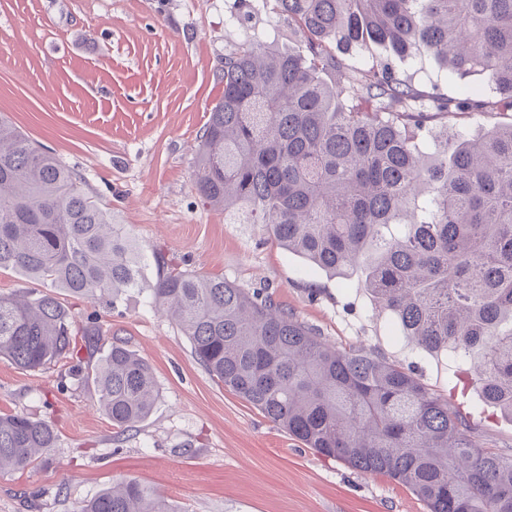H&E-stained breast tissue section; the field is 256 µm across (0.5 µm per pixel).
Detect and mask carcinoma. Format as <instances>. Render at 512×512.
I'll return each mask as SVG.
<instances>
[{"label":"carcinoma","instance_id":"cac0c4a2","mask_svg":"<svg viewBox=\"0 0 512 512\" xmlns=\"http://www.w3.org/2000/svg\"><path fill=\"white\" fill-rule=\"evenodd\" d=\"M304 49L246 42L224 52V95L199 136L197 191L233 221L262 224L278 246L348 276L418 354L475 366L484 406L512 418V122L436 137L448 113L512 112V0H275ZM373 42L423 51L490 97L430 95L387 68L354 74L335 50ZM152 304L168 313L212 378L306 447L386 476L428 512H512V455L414 373L373 352L339 349L261 290L201 276L153 252ZM144 249L80 175L0 116V270L46 291L0 295V357L23 370L94 353L97 318L66 302L114 305L142 287ZM100 410L123 433L151 414L150 363L114 342L94 367ZM55 428L0 415V473L34 467ZM80 512H177L123 479Z\"/></svg>","mask_w":512,"mask_h":512}]
</instances>
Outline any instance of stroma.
<instances>
[{
  "instance_id": "35a3bbf8",
  "label": "stroma",
  "mask_w": 512,
  "mask_h": 512,
  "mask_svg": "<svg viewBox=\"0 0 512 512\" xmlns=\"http://www.w3.org/2000/svg\"><path fill=\"white\" fill-rule=\"evenodd\" d=\"M234 0H0V113L85 180L146 251L246 289L265 288L337 348L411 367L448 398L478 443L512 454V419L487 411L456 364L412 352L353 277L311 269L268 240L263 225L229 224L201 200L196 146L224 92V51L244 41L302 43L263 0L239 24ZM349 69L390 67L448 97L461 82L425 55L401 59L370 44ZM143 287L106 306L71 300L78 321L99 315L101 349L120 339L152 365L159 398L116 434L93 386L56 367L24 371L0 359V413L51 422L59 441L43 463L0 475V512H78L124 478L164 493L178 512H428L408 489L306 448L217 384L184 334Z\"/></svg>"
}]
</instances>
